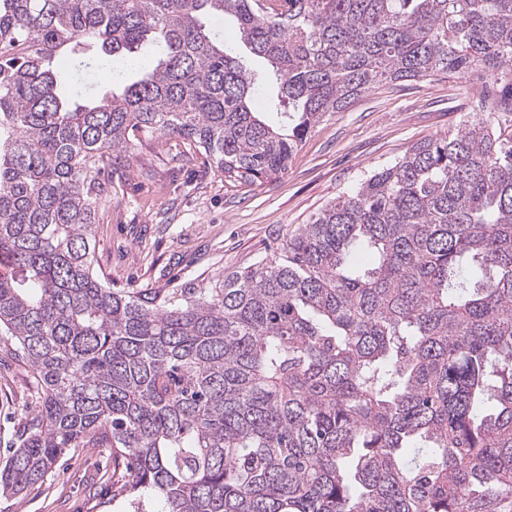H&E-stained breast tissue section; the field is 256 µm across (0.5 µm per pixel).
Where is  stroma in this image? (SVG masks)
<instances>
[{
    "instance_id": "stroma-1",
    "label": "stroma",
    "mask_w": 512,
    "mask_h": 512,
    "mask_svg": "<svg viewBox=\"0 0 512 512\" xmlns=\"http://www.w3.org/2000/svg\"><path fill=\"white\" fill-rule=\"evenodd\" d=\"M487 77L432 76L382 84L305 136L285 173L252 184L226 181L186 141L135 144L105 174L93 235L96 269L115 288L214 285L273 253L290 231L416 142L447 134L481 110ZM29 364L0 340V465L38 411ZM123 473L108 448H73L43 481L0 496V512H116Z\"/></svg>"
}]
</instances>
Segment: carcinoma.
I'll list each match as a JSON object with an SVG mask.
<instances>
[{"label":"carcinoma","instance_id":"cac0c4a2","mask_svg":"<svg viewBox=\"0 0 512 512\" xmlns=\"http://www.w3.org/2000/svg\"><path fill=\"white\" fill-rule=\"evenodd\" d=\"M227 17L276 124L206 25ZM146 42L98 102L59 93L55 59L110 72ZM475 70L512 112V0H0V337L43 391L0 492L110 448L131 512H512L511 131L415 143L212 288L94 272L102 177L138 134L252 185L370 88Z\"/></svg>","mask_w":512,"mask_h":512}]
</instances>
